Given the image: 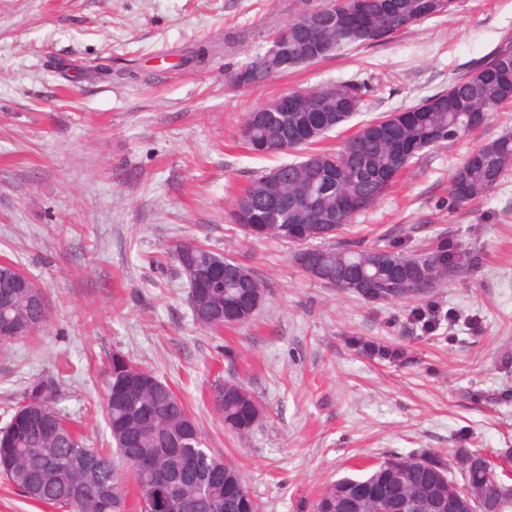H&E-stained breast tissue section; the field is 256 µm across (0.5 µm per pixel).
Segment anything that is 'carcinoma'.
<instances>
[{
    "instance_id": "cac0c4a2",
    "label": "carcinoma",
    "mask_w": 512,
    "mask_h": 512,
    "mask_svg": "<svg viewBox=\"0 0 512 512\" xmlns=\"http://www.w3.org/2000/svg\"><path fill=\"white\" fill-rule=\"evenodd\" d=\"M368 17L372 35L343 34L327 14L314 12L308 28L291 23L274 34L288 45L283 67L268 52L256 53L230 75L237 87H255L301 65L309 52L322 58L341 44L380 45L432 17L449 13L453 0H352ZM367 86L342 83L306 97L293 112L272 115L256 108L246 116L248 148L274 155L286 142L307 149L300 160L257 175L235 197L232 218L249 236L305 241L334 238L354 216L375 205L415 155L430 147L474 135L505 103L512 101V40H502L474 69L454 79L445 92L423 99L399 116L391 113L365 122L335 152L314 148L328 132L359 110ZM453 98L456 110L445 101ZM512 171V134L476 146L449 180L456 203L478 199ZM180 271L189 268L208 283L188 291L194 321L205 329L231 328L224 317L235 314L249 323L262 283L247 267L197 243L175 247ZM294 263L311 278L352 292L367 301L410 300L439 284L463 278L469 266L441 237L426 250L397 251L377 240L368 247L295 249ZM364 271L361 286L348 287L350 271ZM50 308L36 282L11 261H0V344L35 334L49 319ZM105 400L107 425L115 450L90 448L73 421L55 406L54 387L38 382L7 412L26 419L24 429L0 434V476L22 496L62 512H261L253 497L227 491L240 482L239 471L206 448L202 431L184 402L150 369L130 357L109 361ZM255 400L243 384L226 380L215 388L214 401L224 424H234L238 408ZM80 458L83 470L67 466ZM468 472L479 499L459 503L457 512H512L504 493V467L512 449L496 457L483 452L450 450V459L430 452L390 455L367 472L344 476L323 489L313 512H356V506L383 512H448L451 460Z\"/></svg>"
}]
</instances>
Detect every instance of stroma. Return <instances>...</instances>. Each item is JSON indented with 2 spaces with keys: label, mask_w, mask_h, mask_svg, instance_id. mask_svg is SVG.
I'll list each match as a JSON object with an SVG mask.
<instances>
[{
  "label": "stroma",
  "mask_w": 512,
  "mask_h": 512,
  "mask_svg": "<svg viewBox=\"0 0 512 512\" xmlns=\"http://www.w3.org/2000/svg\"><path fill=\"white\" fill-rule=\"evenodd\" d=\"M326 0H0V256L43 288L51 318L0 346V426L33 382L90 444L110 445L105 369L120 352L185 400L208 448L263 512H310L323 488L395 453L512 448V173L457 205L448 180L474 144L512 131V102L472 139L424 149L340 241L411 252L440 236L472 265L425 298L372 303L293 264V245L245 237L234 197L292 154L238 148L247 112L299 87L357 81L360 112L323 140L447 90L512 34V0H456L390 42L336 48L264 85L229 84L275 27ZM202 63L185 62L202 44ZM197 240L264 286L252 322L195 324L168 256ZM435 312L424 330L413 313ZM397 349L388 361L363 344ZM242 379L263 407L240 435L210 400Z\"/></svg>",
  "instance_id": "stroma-1"
}]
</instances>
